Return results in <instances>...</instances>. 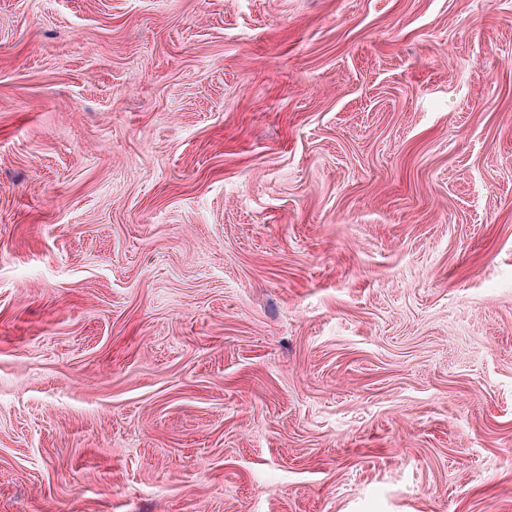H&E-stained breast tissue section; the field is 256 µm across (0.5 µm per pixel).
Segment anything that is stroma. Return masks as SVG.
Returning <instances> with one entry per match:
<instances>
[{
	"instance_id": "stroma-1",
	"label": "stroma",
	"mask_w": 512,
	"mask_h": 512,
	"mask_svg": "<svg viewBox=\"0 0 512 512\" xmlns=\"http://www.w3.org/2000/svg\"><path fill=\"white\" fill-rule=\"evenodd\" d=\"M0 512H512V0H0Z\"/></svg>"
}]
</instances>
